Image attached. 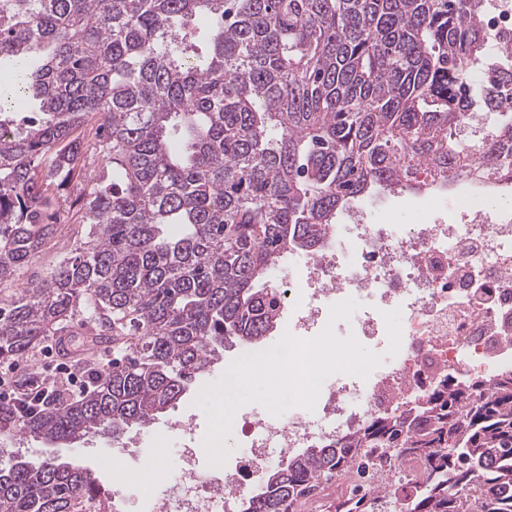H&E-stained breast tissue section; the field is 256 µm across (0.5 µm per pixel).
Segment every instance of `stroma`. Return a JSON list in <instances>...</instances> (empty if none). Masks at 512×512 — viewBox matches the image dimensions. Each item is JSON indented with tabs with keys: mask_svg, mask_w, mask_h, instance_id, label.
Masks as SVG:
<instances>
[{
	"mask_svg": "<svg viewBox=\"0 0 512 512\" xmlns=\"http://www.w3.org/2000/svg\"><path fill=\"white\" fill-rule=\"evenodd\" d=\"M77 219L74 210L66 209L61 212L52 241L32 260L20 277L0 284L1 298L9 300L18 297L35 282L46 279L63 250L73 243L78 230ZM66 332L73 341L68 354L51 353L46 348H38L29 356L25 364L26 371L43 366L50 368L64 360L78 358L91 367L96 363L97 354L107 349L106 344L85 336L80 323H72ZM276 341V336L271 335L250 346L237 344L225 348L223 357L211 374L197 380L186 396L168 409L163 417L149 427L132 429L121 440L94 437L74 448L44 445L34 441L23 445L0 442V466L10 465L20 459L39 462L49 457H57L70 461L98 474L102 485L115 491H126V512H145V504L137 492L138 483L146 477L143 458L151 455L155 449H165L162 466L165 471H173L177 465V453L181 444V435L174 429V422L183 415L197 413L198 408L194 401L200 391L205 385L219 380L235 359L251 352L263 351Z\"/></svg>",
	"mask_w": 512,
	"mask_h": 512,
	"instance_id": "stroma-1",
	"label": "stroma"
}]
</instances>
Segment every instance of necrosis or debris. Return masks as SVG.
Returning a JSON list of instances; mask_svg holds the SVG:
<instances>
[{
  "mask_svg": "<svg viewBox=\"0 0 512 512\" xmlns=\"http://www.w3.org/2000/svg\"><path fill=\"white\" fill-rule=\"evenodd\" d=\"M412 178L432 212L402 225L349 211L321 251L296 254L301 282L284 279L278 288L288 329L300 340L316 336L330 305L350 297L361 304L353 333L363 343L386 338L382 314L400 309L399 353L368 379L327 378L315 410L296 406L273 422L245 419V451L236 466L202 467L190 444H182L171 480L138 490L149 512H241L242 499L277 462L303 448L335 445L368 418L407 408L434 372L488 381L512 372V209L495 204L512 192V181L469 176L441 186L425 166ZM367 488L358 473L335 476L311 491L306 512H323L331 498Z\"/></svg>",
  "mask_w": 512,
  "mask_h": 512,
  "instance_id": "1",
  "label": "necrosis or debris"
}]
</instances>
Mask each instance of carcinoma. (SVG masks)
Returning a JSON list of instances; mask_svg holds the SVG:
<instances>
[{
	"instance_id": "carcinoma-1",
	"label": "carcinoma",
	"mask_w": 512,
	"mask_h": 512,
	"mask_svg": "<svg viewBox=\"0 0 512 512\" xmlns=\"http://www.w3.org/2000/svg\"><path fill=\"white\" fill-rule=\"evenodd\" d=\"M488 0H0V282L52 238L85 155L87 232L49 277L0 306V362L79 322L132 352L65 408L19 416L0 440L71 445L148 427L227 345L277 328L272 270L315 252L359 199L413 193L512 159V42L493 47ZM211 26L199 37L192 18ZM20 101L31 114L14 122ZM481 106V136L467 141ZM97 121L92 140L84 125ZM421 463L412 491L336 512H512V374L441 373L398 414L269 471L242 512H297L323 478L385 453ZM112 493L48 458L0 467V512H81Z\"/></svg>"
}]
</instances>
